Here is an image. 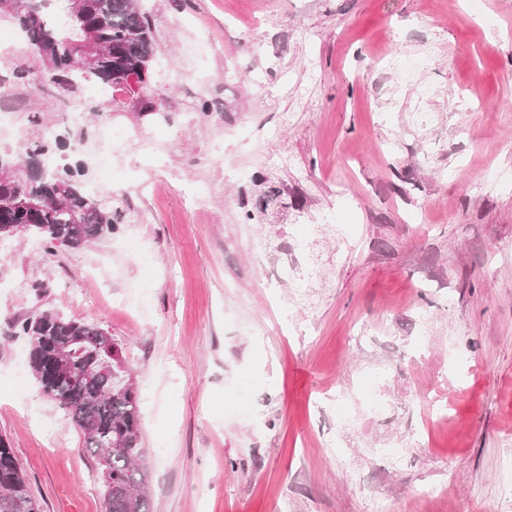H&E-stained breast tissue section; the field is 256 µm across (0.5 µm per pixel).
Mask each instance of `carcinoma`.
<instances>
[{"instance_id":"cac0c4a2","label":"carcinoma","mask_w":512,"mask_h":512,"mask_svg":"<svg viewBox=\"0 0 512 512\" xmlns=\"http://www.w3.org/2000/svg\"><path fill=\"white\" fill-rule=\"evenodd\" d=\"M24 17L13 21L39 58L66 71L70 83L95 80L120 85L128 69L151 65L155 56L151 23L135 0H78L62 29L53 18V0H25ZM93 39L94 64L83 66L82 43ZM73 162L50 168L46 177L22 184L0 182V241L21 235L42 238L46 247L80 249L113 234L119 211L87 193L72 141L49 146L27 139L13 154L23 162L49 149ZM42 199L40 207L19 211L11 204L18 191ZM83 213L80 224L72 223ZM14 333L28 343V366L42 393L65 409L83 432L85 447L97 457L104 512H150L145 488L140 409L136 392L126 388L129 374L112 336L96 322L68 318L45 305L13 322ZM0 512H40L8 440L0 436Z\"/></svg>"}]
</instances>
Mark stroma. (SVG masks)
Returning <instances> with one entry per match:
<instances>
[{
    "mask_svg": "<svg viewBox=\"0 0 512 512\" xmlns=\"http://www.w3.org/2000/svg\"><path fill=\"white\" fill-rule=\"evenodd\" d=\"M140 4L142 93L72 90L83 132L130 140L83 182L118 230L77 250L24 236L0 264V435L42 512L103 507L81 431L11 331L39 304L121 346L151 512H374L378 495L387 512H512V183L492 178L512 170V0ZM35 66L1 19L0 113L32 138L66 119L63 94L14 78ZM301 254L321 274L298 297L275 266Z\"/></svg>",
    "mask_w": 512,
    "mask_h": 512,
    "instance_id": "35a3bbf8",
    "label": "stroma"
}]
</instances>
